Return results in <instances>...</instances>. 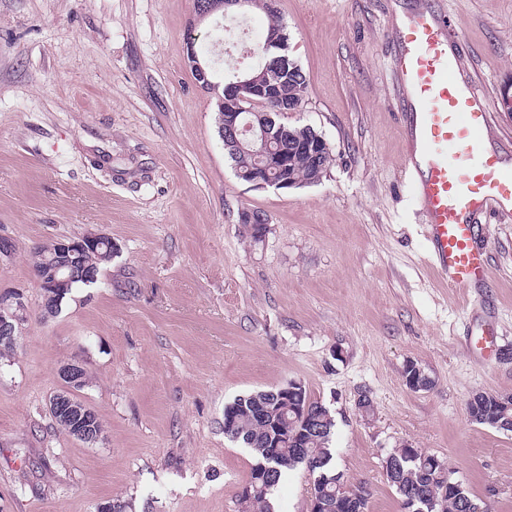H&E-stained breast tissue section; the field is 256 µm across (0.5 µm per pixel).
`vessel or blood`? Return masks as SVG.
Here are the masks:
<instances>
[{
	"instance_id": "obj_1",
	"label": "vessel or blood",
	"mask_w": 512,
	"mask_h": 512,
	"mask_svg": "<svg viewBox=\"0 0 512 512\" xmlns=\"http://www.w3.org/2000/svg\"><path fill=\"white\" fill-rule=\"evenodd\" d=\"M395 69L408 120L407 169L428 226L429 259L449 287L469 289L488 278L475 217L512 203V169L485 144L492 123L482 91L459 77L458 40L446 18L406 13L396 29Z\"/></svg>"
}]
</instances>
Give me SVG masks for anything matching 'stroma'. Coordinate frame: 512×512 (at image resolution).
Returning <instances> with one entry per match:
<instances>
[{
	"label": "stroma",
	"instance_id": "stroma-1",
	"mask_svg": "<svg viewBox=\"0 0 512 512\" xmlns=\"http://www.w3.org/2000/svg\"><path fill=\"white\" fill-rule=\"evenodd\" d=\"M417 7L460 33V74L495 115L487 145L512 163V0H275L307 79L282 119L332 150L318 183L285 190L236 177L217 97L186 63L192 32L216 77L238 68L263 10L196 25L194 0H0V233L16 244L0 290L28 301L0 351V512H241L255 458L225 437L224 408L291 381L330 410L333 466L369 512H404L382 467L404 444L444 459L485 512H512V432L466 412L475 392L512 394L497 355L512 348V220L476 219L489 287L450 289L427 259L393 66ZM244 209L267 214L264 237ZM89 233L111 238V261L43 317L33 249ZM485 322L482 353L468 333ZM75 360L92 444L49 412ZM410 362L428 388L406 386ZM312 486L289 470L273 512H307Z\"/></svg>",
	"mask_w": 512,
	"mask_h": 512
}]
</instances>
